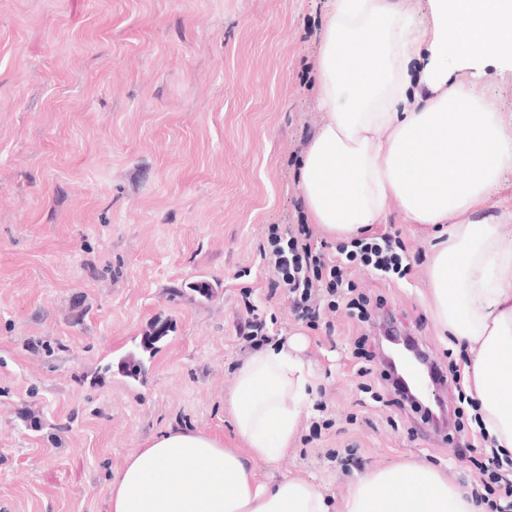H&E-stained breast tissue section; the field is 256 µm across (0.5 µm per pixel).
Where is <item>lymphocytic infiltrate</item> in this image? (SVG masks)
I'll list each match as a JSON object with an SVG mask.
<instances>
[{
    "label": "lymphocytic infiltrate",
    "instance_id": "1",
    "mask_svg": "<svg viewBox=\"0 0 512 512\" xmlns=\"http://www.w3.org/2000/svg\"><path fill=\"white\" fill-rule=\"evenodd\" d=\"M398 237H363L354 240L345 258L330 257L317 248L308 225L297 224L288 233L270 225L259 245L260 258L272 276L274 289L282 290L292 315L310 328H318L323 306H335L336 296L349 291L347 307L352 318L365 323L371 318L372 304L364 295L352 294L348 265L360 261L376 274H402L404 256Z\"/></svg>",
    "mask_w": 512,
    "mask_h": 512
}]
</instances>
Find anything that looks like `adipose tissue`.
Returning a JSON list of instances; mask_svg holds the SVG:
<instances>
[{
  "mask_svg": "<svg viewBox=\"0 0 512 512\" xmlns=\"http://www.w3.org/2000/svg\"><path fill=\"white\" fill-rule=\"evenodd\" d=\"M316 61L326 123L309 145L300 188L316 224L358 236L399 202L429 227L431 312L445 333L476 346L464 385L484 431L512 452V239L493 198L512 173V114L485 93L486 67L512 60V0H329ZM422 59L420 72L409 64ZM470 71L456 81L458 69ZM316 386L287 345L254 350L227 409L236 446L170 429L133 450L110 486L111 512H331L305 479L268 485L251 463L277 460L297 439ZM343 512H480L473 498L425 464L374 471L348 489Z\"/></svg>",
  "mask_w": 512,
  "mask_h": 512,
  "instance_id": "obj_1",
  "label": "adipose tissue"
}]
</instances>
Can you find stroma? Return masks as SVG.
Wrapping results in <instances>:
<instances>
[{
    "instance_id": "stroma-1",
    "label": "stroma",
    "mask_w": 512,
    "mask_h": 512,
    "mask_svg": "<svg viewBox=\"0 0 512 512\" xmlns=\"http://www.w3.org/2000/svg\"><path fill=\"white\" fill-rule=\"evenodd\" d=\"M327 12L328 0H0V512H109L110 483L144 442L171 428L231 436L250 304L272 342L299 339L317 381L295 447L253 461L257 481L300 476L338 503L374 470L423 462L479 484L478 407L460 389L444 391L451 423L435 432L386 382L378 402L357 387L354 342L378 350L386 317L442 363L474 360L439 332L434 241L398 203L375 227L399 231L410 270L352 268L383 302L369 324L341 305L313 330L269 293L258 243L305 214L299 170L326 121ZM200 280L209 298L191 291ZM158 319L170 328L143 354V381L119 374ZM324 417L333 427L310 439Z\"/></svg>"
}]
</instances>
